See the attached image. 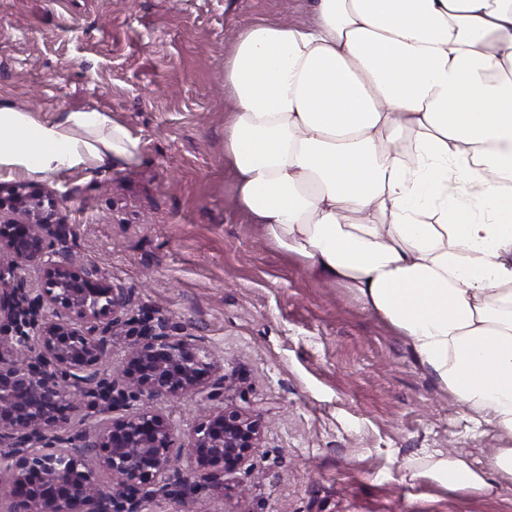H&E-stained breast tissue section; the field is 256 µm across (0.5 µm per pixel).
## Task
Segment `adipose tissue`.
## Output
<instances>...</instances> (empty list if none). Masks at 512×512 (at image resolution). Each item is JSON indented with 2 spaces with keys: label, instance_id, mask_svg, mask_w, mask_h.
<instances>
[{
  "label": "adipose tissue",
  "instance_id": "obj_1",
  "mask_svg": "<svg viewBox=\"0 0 512 512\" xmlns=\"http://www.w3.org/2000/svg\"><path fill=\"white\" fill-rule=\"evenodd\" d=\"M224 88L238 208L511 440L429 471L512 483V0H312L305 22L241 29ZM141 156L109 113L0 103V180Z\"/></svg>",
  "mask_w": 512,
  "mask_h": 512
}]
</instances>
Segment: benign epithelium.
<instances>
[{
	"label": "benign epithelium",
	"mask_w": 512,
	"mask_h": 512,
	"mask_svg": "<svg viewBox=\"0 0 512 512\" xmlns=\"http://www.w3.org/2000/svg\"><path fill=\"white\" fill-rule=\"evenodd\" d=\"M65 232L23 184L0 183V320L11 326L0 336V446L12 449L0 455V476L9 485L10 512H140L142 486L167 488L173 428L147 407L112 416V389L98 384L102 336L121 322L128 299L96 266L78 271L58 259L54 240ZM33 268L39 280L30 288ZM142 335L123 368L134 397L202 393L220 368L194 341L163 331ZM92 391L107 403L109 416L70 439L53 435ZM260 440V425L248 412L211 407L187 448L208 481L210 467L240 468ZM89 448L106 454L93 462ZM97 467L112 476V490L100 488Z\"/></svg>",
	"instance_id": "7a95c632"
}]
</instances>
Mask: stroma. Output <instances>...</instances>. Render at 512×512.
Returning a JSON list of instances; mask_svg holds the SVG:
<instances>
[{"label": "stroma", "mask_w": 512, "mask_h": 512, "mask_svg": "<svg viewBox=\"0 0 512 512\" xmlns=\"http://www.w3.org/2000/svg\"><path fill=\"white\" fill-rule=\"evenodd\" d=\"M308 0H0V101L36 119L98 110L140 138L138 166L26 179L57 190L69 227L60 258L92 263L128 306L105 337L102 385L125 391L120 368L137 333L197 340L221 364L210 381L224 406L249 411L261 446L242 468L202 483L185 451L198 396L126 398L173 426L172 494L146 486L143 512H180L197 489L202 512H512V485L456 492L425 453L480 464L506 447L491 425L421 367L394 327L334 281L310 276L236 204L224 164V62L255 22H299Z\"/></svg>", "instance_id": "1"}]
</instances>
